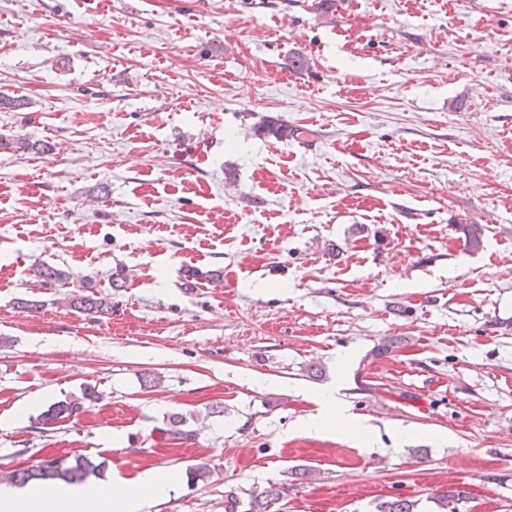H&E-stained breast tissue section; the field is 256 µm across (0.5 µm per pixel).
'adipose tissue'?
Segmentation results:
<instances>
[{
    "label": "adipose tissue",
    "instance_id": "1",
    "mask_svg": "<svg viewBox=\"0 0 512 512\" xmlns=\"http://www.w3.org/2000/svg\"><path fill=\"white\" fill-rule=\"evenodd\" d=\"M169 488L167 476L154 469L143 471L134 485L117 476L81 485L61 481L45 490L1 485L0 512H78L83 504L104 501L115 504L118 512H142L144 494L159 499Z\"/></svg>",
    "mask_w": 512,
    "mask_h": 512
}]
</instances>
